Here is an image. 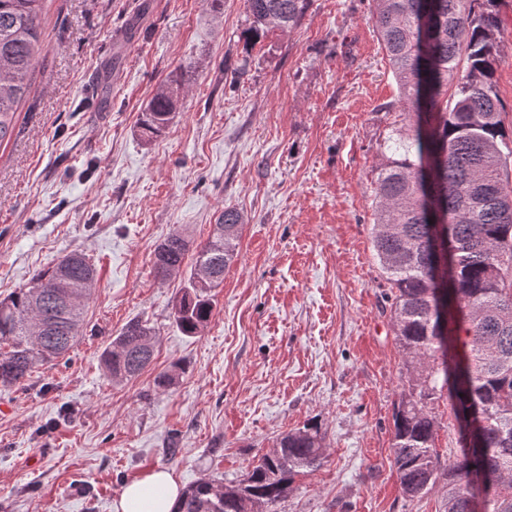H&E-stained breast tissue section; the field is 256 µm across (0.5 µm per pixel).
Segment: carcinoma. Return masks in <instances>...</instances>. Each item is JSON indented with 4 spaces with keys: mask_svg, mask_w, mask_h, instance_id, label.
I'll return each instance as SVG.
<instances>
[{
    "mask_svg": "<svg viewBox=\"0 0 512 512\" xmlns=\"http://www.w3.org/2000/svg\"><path fill=\"white\" fill-rule=\"evenodd\" d=\"M47 0H0V144L11 138L17 110L30 94L46 51ZM498 0H372L370 19L415 119L387 138L376 168L374 257L395 340L409 371L408 392L394 406L393 459L402 492L422 498L445 488L444 512H471L478 483L498 488L486 512H512V136L501 125L493 78L502 62ZM247 39L296 26L311 0H244ZM175 79L139 118L144 133H162L175 111ZM243 215L227 207L206 243L192 247L176 230L156 246L154 274L183 271L173 319L199 336L213 316L211 291L238 254ZM454 261L447 309L437 312V232ZM96 268L72 252L0 299V385L15 387L35 369L64 357L82 333ZM154 358V337L139 320L126 324L102 352L114 379L140 374ZM446 400L454 417L480 422V444L462 447L443 468L434 447L432 406ZM325 459L321 427L307 424L276 438L238 484L202 478L171 512H276L294 476Z\"/></svg>",
    "mask_w": 512,
    "mask_h": 512,
    "instance_id": "obj_1",
    "label": "carcinoma"
}]
</instances>
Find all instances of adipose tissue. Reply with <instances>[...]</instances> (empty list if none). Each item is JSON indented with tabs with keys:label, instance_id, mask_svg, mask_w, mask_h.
I'll list each match as a JSON object with an SVG mask.
<instances>
[{
	"label": "adipose tissue",
	"instance_id": "ef3b65f1",
	"mask_svg": "<svg viewBox=\"0 0 512 512\" xmlns=\"http://www.w3.org/2000/svg\"><path fill=\"white\" fill-rule=\"evenodd\" d=\"M179 486L171 472L155 469L126 485L113 512H171Z\"/></svg>",
	"mask_w": 512,
	"mask_h": 512
}]
</instances>
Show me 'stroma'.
Instances as JSON below:
<instances>
[{
  "instance_id": "35a3bbf8",
  "label": "stroma",
  "mask_w": 512,
  "mask_h": 512,
  "mask_svg": "<svg viewBox=\"0 0 512 512\" xmlns=\"http://www.w3.org/2000/svg\"><path fill=\"white\" fill-rule=\"evenodd\" d=\"M370 5L312 0L298 26L248 44L244 0H49L36 84L0 146V297L73 251L98 281L70 353L0 387V512H112L159 468L182 488L236 482L313 420L326 458L278 512H444L443 489L406 497L393 461L408 376L371 224L401 105ZM498 17L511 134L512 0ZM171 75L174 117L142 137ZM227 207L245 217L239 253L210 324L187 336L171 317L183 279H157L153 251L175 230L206 242ZM134 319L153 329L155 358L115 381L101 354Z\"/></svg>"
}]
</instances>
